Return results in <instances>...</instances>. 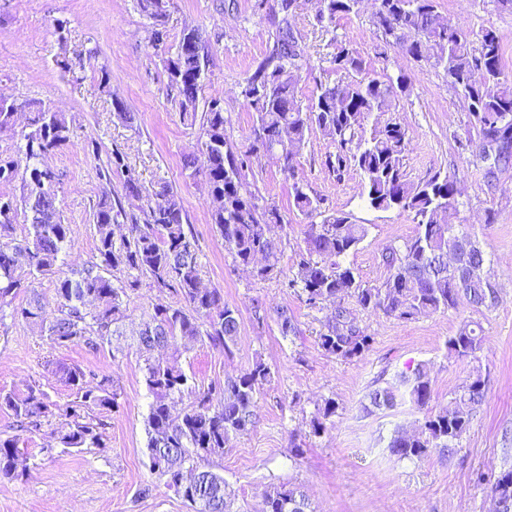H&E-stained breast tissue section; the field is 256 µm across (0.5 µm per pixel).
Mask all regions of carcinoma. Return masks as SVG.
I'll use <instances>...</instances> for the list:
<instances>
[{
    "mask_svg": "<svg viewBox=\"0 0 512 512\" xmlns=\"http://www.w3.org/2000/svg\"><path fill=\"white\" fill-rule=\"evenodd\" d=\"M314 19L328 29L336 20L360 11L362 0H320ZM138 10L152 20L155 43L166 36V0H137ZM297 0L276 11L273 45L241 86L240 95L255 112L253 141L244 151L224 136L223 100L207 102L202 117L199 155L184 159L189 177L207 182L210 195L220 200L211 221L224 247L239 266H253L260 280L278 276V242L271 226L283 222L275 205L261 206L245 181V158L258 152L273 157L283 171L293 173L312 135L331 138L335 151L324 165L337 174L350 167L361 175L360 196L374 210L399 209L413 216L417 230L399 246L382 254L388 276L379 287L366 286L345 258L368 234V226L352 221L349 213L330 210L324 199L303 184H292V207L308 220L304 248L292 275L282 287L305 295L316 307L330 299L353 298L364 311H381L398 319L422 313L445 312L466 300L479 310L498 302L490 263L467 224H457L456 180L435 173L418 183L407 178L404 159L410 139L400 122L389 117L410 91L408 78L371 76V63L347 43L336 45L330 63L348 75L345 80L315 83L308 103L298 96L301 72L309 58L302 35L290 19ZM373 24L389 47L416 61L425 60L443 71L448 85L471 106L469 115L479 142L496 144L498 160L486 175L512 162V82L503 72L502 39L493 26L477 34L456 25L438 10V0H375ZM206 68L202 37L196 28L183 30L175 54L166 59L169 88L176 91L180 118L196 121V106ZM26 114L23 143L17 154L0 155V184L21 183L20 196L0 193V305L20 289L29 297L13 309L12 317L38 330L54 347L82 346L97 352L126 335L124 298L127 291L151 281L176 302L158 301L146 310L133 334L144 356L143 381L152 397L146 418V454L150 471L167 478V485L192 506L193 512H237L226 494L224 476L201 462L221 456L233 439L254 424L255 395L270 378L261 359L238 375L194 391L193 405L173 414L175 399L188 388L190 377L179 365L182 350L202 342L227 351L239 334L238 310L226 303L217 288L201 277L198 245L187 224L181 197L163 185L143 199L141 186L125 164L123 153L112 150L99 178L105 181L93 213L96 261L61 272L58 262L70 247L69 225L63 222L55 186L60 175L47 159L71 143L73 127L67 113L41 103L15 100L0 104V133L14 129L17 114ZM123 176V197L112 196V175ZM29 224L22 239L12 238L18 214ZM461 254V266L448 267V252ZM54 276L56 306H47L37 281ZM321 347L340 359L362 355L372 338L355 322L352 311L338 303L327 318ZM448 352L461 359H478L484 348L482 328L466 322L446 342ZM157 348L170 351L156 358ZM47 373L76 391L77 402L65 410L69 421L57 431L65 448L102 447L103 420L117 392L112 377L86 373L60 361L46 363ZM402 384L413 405L423 410L433 398L424 367L414 369ZM486 393V380L471 374L453 393L448 406L425 417L419 430L397 431L388 444L401 459L425 455L431 448L451 451L469 430L471 418ZM377 409L397 402L389 387L369 394ZM0 409L12 417L14 435L0 438V478L24 475L18 443L38 433L55 416L56 405L40 385L22 394H0ZM336 412L334 401L317 408L313 432ZM500 512H512V469L490 482ZM264 512H311L295 487H275L265 494Z\"/></svg>",
    "mask_w": 512,
    "mask_h": 512,
    "instance_id": "obj_1",
    "label": "carcinoma"
}]
</instances>
